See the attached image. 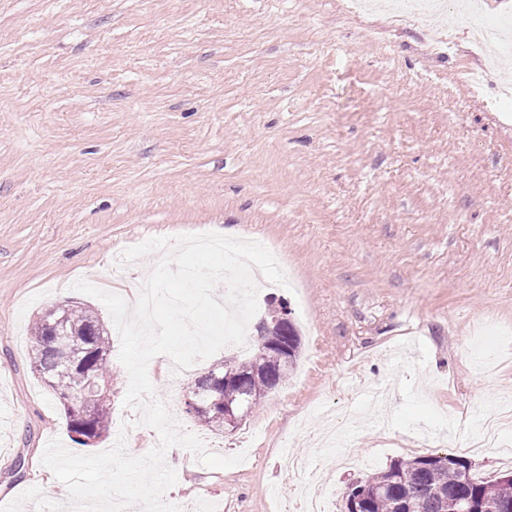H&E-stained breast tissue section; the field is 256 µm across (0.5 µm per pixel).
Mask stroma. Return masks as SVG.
Here are the masks:
<instances>
[{
  "mask_svg": "<svg viewBox=\"0 0 512 512\" xmlns=\"http://www.w3.org/2000/svg\"><path fill=\"white\" fill-rule=\"evenodd\" d=\"M512 0H440L410 26L348 0H0V506L37 486L68 505L41 463L156 429L124 407L112 363V425L93 448L68 436L34 374L30 328L45 308H94L90 273L130 298L155 254L116 255L194 226L275 249L304 307L295 370L236 427L185 411L221 349L176 377L147 367L154 396L226 469L171 448L183 512H273L283 450L314 456L337 411L376 468L450 452L471 475L512 473L469 450L466 424L512 399ZM396 397L379 429L366 391ZM23 476H14L16 458Z\"/></svg>",
  "mask_w": 512,
  "mask_h": 512,
  "instance_id": "stroma-1",
  "label": "stroma"
}]
</instances>
